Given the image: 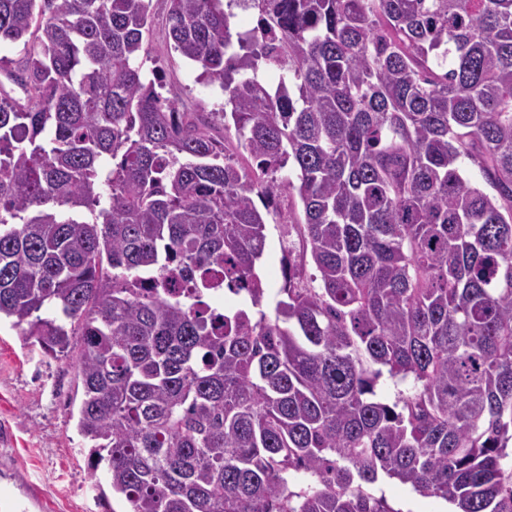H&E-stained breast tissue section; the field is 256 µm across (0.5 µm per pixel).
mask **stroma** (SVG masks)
<instances>
[{"instance_id": "35a3bbf8", "label": "stroma", "mask_w": 512, "mask_h": 512, "mask_svg": "<svg viewBox=\"0 0 512 512\" xmlns=\"http://www.w3.org/2000/svg\"><path fill=\"white\" fill-rule=\"evenodd\" d=\"M152 7L145 70L159 68L164 96L196 112L219 111L221 91L199 83L198 68L166 44L163 0ZM302 219L293 200L268 226L263 274L271 291L284 284L282 251L296 241ZM81 398L74 360L46 355L11 320H0V504L14 503L13 512H123L118 496L101 497L97 484L105 473L88 464L77 428Z\"/></svg>"}]
</instances>
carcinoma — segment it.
<instances>
[{"instance_id": "carcinoma-1", "label": "carcinoma", "mask_w": 512, "mask_h": 512, "mask_svg": "<svg viewBox=\"0 0 512 512\" xmlns=\"http://www.w3.org/2000/svg\"><path fill=\"white\" fill-rule=\"evenodd\" d=\"M151 2L0 0V317L77 353L91 468L128 512H512V0H165L221 128L145 78ZM283 192L316 274L270 317ZM383 494L403 511L445 512L450 506L443 500L424 498L412 492L396 479H386L380 484ZM448 512V511H447Z\"/></svg>"}]
</instances>
